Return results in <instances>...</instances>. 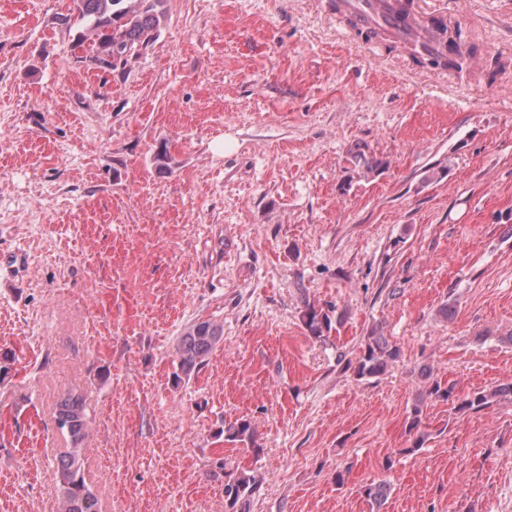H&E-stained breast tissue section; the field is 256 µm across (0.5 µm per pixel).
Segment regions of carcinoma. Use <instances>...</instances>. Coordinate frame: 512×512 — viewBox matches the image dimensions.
Instances as JSON below:
<instances>
[{"instance_id": "1", "label": "carcinoma", "mask_w": 512, "mask_h": 512, "mask_svg": "<svg viewBox=\"0 0 512 512\" xmlns=\"http://www.w3.org/2000/svg\"><path fill=\"white\" fill-rule=\"evenodd\" d=\"M72 8L60 17V22L77 29L75 48L85 52L90 61L103 72L117 70L113 64L116 53L135 54L147 43H154L160 31L163 0H71ZM435 28L448 40V53H408L418 64H429L436 68L458 69L462 62L473 57L476 48L466 43L459 30H450L438 22ZM352 163L368 172L380 171L388 161L366 156L361 149L351 153ZM345 312L335 308L323 309L309 300L304 301L302 322L306 330L316 338H326L333 330V324H341ZM224 328L216 321L202 320L189 325L176 341L174 350L180 373L189 378L207 363L209 355L220 343ZM400 347L390 342L380 328L373 327L359 346L355 357L349 358L343 352L337 362L354 376L378 378L388 371L400 358ZM423 389L411 410L409 432L414 439L409 451L422 448L425 433L420 431L423 406L426 400L441 398L447 400L452 388L441 387L428 367L421 369ZM512 397V383L500 384L488 390L466 395L457 404L458 410L484 409L502 397ZM55 421L57 427L69 438L71 448L56 462L59 482L57 512H99L98 499L88 487L82 472L81 444L88 435V415L85 401L76 393H69L58 404ZM224 440L240 443L255 452L260 451L257 430L248 419L240 418L224 425ZM217 468L224 471V502L227 512H247V505L261 487V480L247 472H228L224 461H217ZM363 497L372 507L381 508L387 498L388 487L384 483H370L361 487Z\"/></svg>"}]
</instances>
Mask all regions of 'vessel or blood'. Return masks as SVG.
<instances>
[{"label": "vessel or blood", "instance_id": "obj_1", "mask_svg": "<svg viewBox=\"0 0 512 512\" xmlns=\"http://www.w3.org/2000/svg\"><path fill=\"white\" fill-rule=\"evenodd\" d=\"M338 12L360 24L380 22L388 27L395 39L419 51H440L444 48L443 43L427 29L425 22L397 25L385 0H340Z\"/></svg>", "mask_w": 512, "mask_h": 512}]
</instances>
